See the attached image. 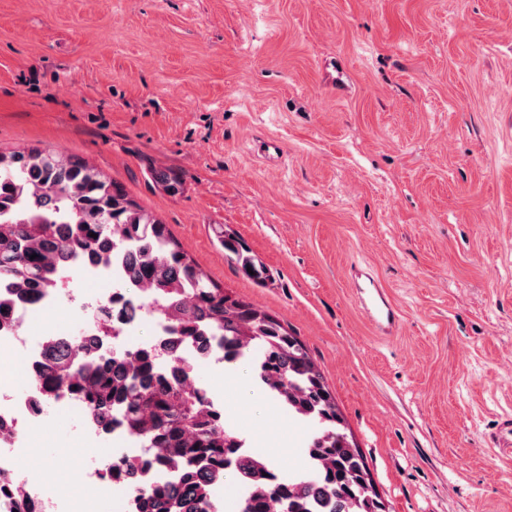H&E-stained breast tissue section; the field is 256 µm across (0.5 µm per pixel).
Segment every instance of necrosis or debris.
<instances>
[{
	"mask_svg": "<svg viewBox=\"0 0 512 512\" xmlns=\"http://www.w3.org/2000/svg\"><path fill=\"white\" fill-rule=\"evenodd\" d=\"M127 253V247L118 245L97 262L69 259L64 270L80 273L85 286L79 290L58 284L28 297L16 284L0 283V308L6 311L0 317V357L29 381L23 392L0 386V431L8 433L7 438H0V512H150L145 496L130 478L112 470L117 461L147 456L145 439L118 425L104 431L94 424L80 397L44 391L37 374L46 342L92 338L103 357L115 343L131 354L164 347L165 360L184 368L206 405L219 412L224 409L211 388L216 371L224 367L223 348L202 352L189 342H177L171 323L147 298L142 301V322H149L151 337L142 338V322L126 319L124 309L130 297L124 286ZM62 303L70 310V318H48V311ZM55 402L69 405L83 419L86 430L76 442L54 439V447L67 449L77 476L72 483L55 484L49 491L45 473L31 465L40 453L32 440L42 430L45 408Z\"/></svg>",
	"mask_w": 512,
	"mask_h": 512,
	"instance_id": "obj_1",
	"label": "necrosis or debris"
}]
</instances>
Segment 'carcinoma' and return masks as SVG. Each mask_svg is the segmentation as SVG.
I'll use <instances>...</instances> for the list:
<instances>
[{"mask_svg":"<svg viewBox=\"0 0 512 512\" xmlns=\"http://www.w3.org/2000/svg\"><path fill=\"white\" fill-rule=\"evenodd\" d=\"M153 178L170 194L182 186L167 170ZM112 240L129 246L126 288L148 290L178 335L200 350L216 341L226 362L259 352L256 370L267 391L315 426L308 470L272 483V461L246 448L224 417L205 408L181 368L158 367L157 349L79 368L74 347L47 346L38 371L46 391L64 387L82 396L104 427L125 425L163 449L141 465L127 460L118 469L134 477L144 468L177 464L165 479L139 488L154 512H209L210 482L229 471L239 479L242 512H387L321 371L279 319L212 284L167 225L84 160L40 148L0 152V280L48 288L61 260L92 259ZM217 240L244 275L261 284L269 279L235 233L222 230Z\"/></svg>","mask_w":512,"mask_h":512,"instance_id":"carcinoma-1","label":"carcinoma"}]
</instances>
